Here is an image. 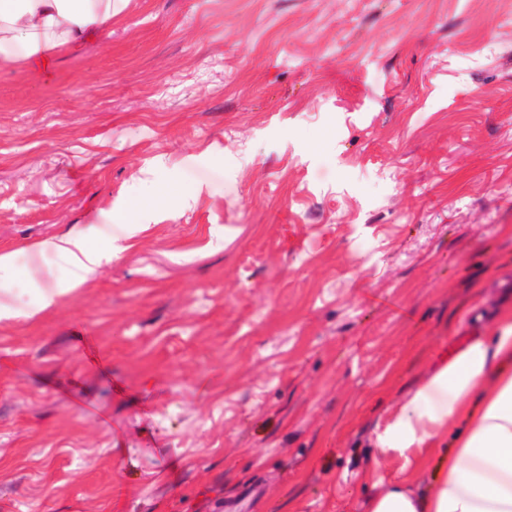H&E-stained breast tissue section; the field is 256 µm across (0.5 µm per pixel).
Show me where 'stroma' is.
Instances as JSON below:
<instances>
[{
    "label": "stroma",
    "instance_id": "35a3bbf8",
    "mask_svg": "<svg viewBox=\"0 0 512 512\" xmlns=\"http://www.w3.org/2000/svg\"><path fill=\"white\" fill-rule=\"evenodd\" d=\"M101 207L121 260L0 323V512H361L512 309V0H127L0 67V249Z\"/></svg>",
    "mask_w": 512,
    "mask_h": 512
}]
</instances>
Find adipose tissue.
<instances>
[{"label":"adipose tissue","mask_w":512,"mask_h":512,"mask_svg":"<svg viewBox=\"0 0 512 512\" xmlns=\"http://www.w3.org/2000/svg\"><path fill=\"white\" fill-rule=\"evenodd\" d=\"M126 0H0V66L24 63L51 73L59 51L103 30ZM136 227L99 210L91 226L30 244L26 265L0 249V322L33 319L121 259ZM27 284V298L14 293ZM494 343L474 342L396 405L377 433L384 454L402 457L395 475H372L364 512H512V310L497 318ZM455 431V446L439 453ZM437 463L431 480L420 469Z\"/></svg>","instance_id":"obj_1"}]
</instances>
